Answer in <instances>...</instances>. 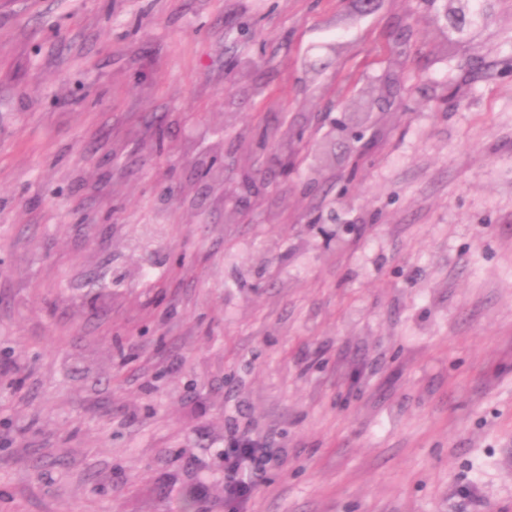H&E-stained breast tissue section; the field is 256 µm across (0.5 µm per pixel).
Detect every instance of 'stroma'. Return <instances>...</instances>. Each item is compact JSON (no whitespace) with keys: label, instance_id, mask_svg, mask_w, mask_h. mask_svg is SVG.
Instances as JSON below:
<instances>
[{"label":"stroma","instance_id":"obj_1","mask_svg":"<svg viewBox=\"0 0 512 512\" xmlns=\"http://www.w3.org/2000/svg\"><path fill=\"white\" fill-rule=\"evenodd\" d=\"M444 3L0 0V512H225L240 435L249 512H512V0ZM266 456V452H259V448L249 443H244L241 448H232L226 455L224 500L228 512H244Z\"/></svg>","mask_w":512,"mask_h":512}]
</instances>
